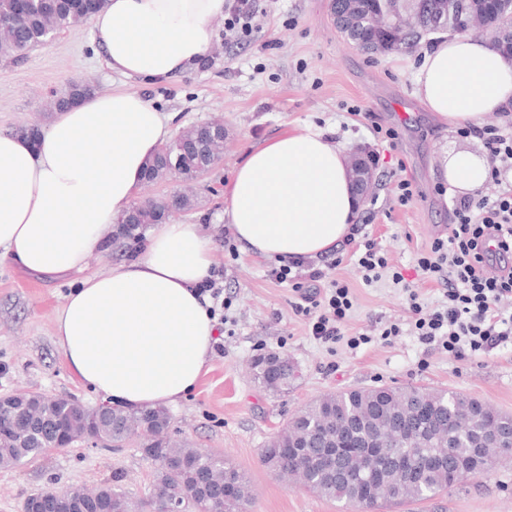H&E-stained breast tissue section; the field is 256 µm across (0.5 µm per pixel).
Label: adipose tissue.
I'll use <instances>...</instances> for the list:
<instances>
[{
  "label": "adipose tissue",
  "instance_id": "obj_1",
  "mask_svg": "<svg viewBox=\"0 0 512 512\" xmlns=\"http://www.w3.org/2000/svg\"><path fill=\"white\" fill-rule=\"evenodd\" d=\"M224 3L108 0L92 17L93 37L112 73L159 81L207 55ZM417 95L448 125L480 124L512 105V59L484 38L440 40L424 55ZM170 137L162 112L121 90L61 110L38 143L0 131V256L42 276L79 274L56 320L58 344L82 384L131 408L191 393L216 334L196 291L212 274L214 248L197 225H154L136 260L84 272ZM441 169L463 192L488 177L486 159L467 153ZM358 207L341 148L304 125L245 156L224 213L250 252L291 262L334 251Z\"/></svg>",
  "mask_w": 512,
  "mask_h": 512
}]
</instances>
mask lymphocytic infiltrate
Returning a JSON list of instances; mask_svg holds the SVG:
<instances>
[{
	"label": "lymphocytic infiltrate",
	"mask_w": 512,
	"mask_h": 512,
	"mask_svg": "<svg viewBox=\"0 0 512 512\" xmlns=\"http://www.w3.org/2000/svg\"><path fill=\"white\" fill-rule=\"evenodd\" d=\"M463 135L484 140L489 154V181L494 198L464 197L453 202V222L447 236L433 239L415 260L420 280L443 284L442 297L424 301L401 272L392 271L385 253L371 239L357 244V266L364 283L391 271L403 286L414 315L412 331L425 347H437L455 356L487 353L512 344V123L468 125ZM274 277L292 282L300 298L295 310L309 319L310 333L324 343L344 339L342 325L352 309L349 285L327 280L325 271L300 260L274 270Z\"/></svg>",
	"instance_id": "1"
}]
</instances>
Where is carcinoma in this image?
<instances>
[{"label":"carcinoma","mask_w":512,"mask_h":512,"mask_svg":"<svg viewBox=\"0 0 512 512\" xmlns=\"http://www.w3.org/2000/svg\"><path fill=\"white\" fill-rule=\"evenodd\" d=\"M342 14L339 26L347 38L371 53L404 52L433 33L438 20L451 21L460 12L472 14L479 24L496 32V45L512 56V0L493 6L490 0H409L414 19L401 35L388 31L382 0H333ZM55 17L60 32L89 19L77 0H32L22 25L12 39L0 40V59L18 60L21 48L46 46L51 33L43 18ZM92 91L74 83L55 97L62 110L69 98ZM160 212L151 207L135 224H118L112 245L140 238V225L155 224ZM254 379L267 391L288 388L291 368L275 352L251 362ZM81 406L76 398L29 393L0 403V467L10 468L28 457L44 454L53 445L51 428L74 437L84 431L78 422ZM172 416L161 405L131 409L120 404L100 430V437L116 448L137 440L155 465L145 496L135 501L114 475L94 489L80 486L64 490L42 488L31 500L54 497L53 512H167L172 492L192 501L194 512H248L252 503L249 477L223 456L172 440ZM512 433V414L504 413L473 396L421 386H380L326 394L299 410L282 431L261 449L263 466L288 475L319 496L340 502L350 512H378L392 504L422 501L443 495L461 479L487 473L495 463L512 457V442L496 441L494 431Z\"/></svg>","instance_id":"obj_1"}]
</instances>
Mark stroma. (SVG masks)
I'll list each match as a JSON object with an SVG mask.
<instances>
[{"label":"stroma","instance_id":"35a3bbf8","mask_svg":"<svg viewBox=\"0 0 512 512\" xmlns=\"http://www.w3.org/2000/svg\"><path fill=\"white\" fill-rule=\"evenodd\" d=\"M213 28L208 66L156 83L112 74L93 43L90 23L60 32L22 60L0 62V130L47 126L55 115L53 92L84 80L102 93L119 86L142 96L169 117L176 132L223 118L228 134L224 161L196 185L191 207L175 219L199 225L214 242L215 267L223 271L224 294L232 301L226 312L231 323L217 331L223 355H210L195 390L169 404L171 436L224 455L247 473L254 491L250 512H342L340 503L261 464L265 442L291 414L328 393L382 385L448 389L512 414V346L457 358L424 350L408 334L381 340L375 329L410 323L405 294L388 279L365 285L350 261H337L332 253L316 263L329 278L353 289L345 339L366 333L372 340L356 349L345 339L335 344L315 340L307 318L293 307L290 285L271 274L277 260L248 252L230 232L224 219L226 187L250 150L298 126L323 130L347 155L360 147L378 151L372 193L362 200L356 222L412 280L416 253L447 233L452 200L459 195L443 182L441 160L456 153L484 157L488 150L478 136H461L458 128L428 112L417 97L416 77L432 42L410 53L367 54L339 33L331 0H275L239 44L225 41L223 18L214 19ZM375 122L397 131L396 149L376 138ZM400 165L420 191L407 206L398 205L391 181ZM77 280L74 273L45 279L0 257V395L38 392L74 396L90 408L101 404V396L69 368L55 335L56 316ZM270 351L287 356L299 370L298 379L280 395L265 391L250 374L251 359ZM116 472L124 474L129 494L139 498L150 486L154 465L134 443L49 451L17 467L0 468V512H22L36 490L92 488ZM386 512H512V460L445 495Z\"/></svg>","mask_w":512,"mask_h":512}]
</instances>
